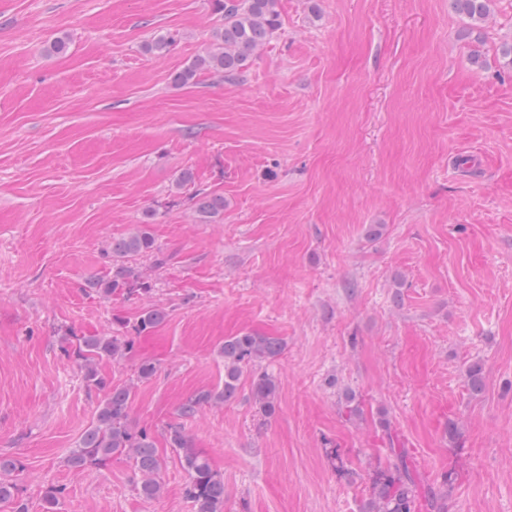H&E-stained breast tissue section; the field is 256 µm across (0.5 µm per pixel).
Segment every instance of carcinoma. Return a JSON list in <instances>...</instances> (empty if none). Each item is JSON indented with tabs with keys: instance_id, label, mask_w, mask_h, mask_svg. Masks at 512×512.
Segmentation results:
<instances>
[{
	"instance_id": "1",
	"label": "carcinoma",
	"mask_w": 512,
	"mask_h": 512,
	"mask_svg": "<svg viewBox=\"0 0 512 512\" xmlns=\"http://www.w3.org/2000/svg\"><path fill=\"white\" fill-rule=\"evenodd\" d=\"M279 0H213V6L224 16V23L214 31L209 48L193 63L173 76V82L187 85L200 72L212 71L227 79H241L251 54L266 43L282 26ZM493 0H451L456 14L478 28L490 14ZM174 43L170 34H161L145 44V52L160 54ZM194 216L199 224H214L224 219V196L198 190L192 196ZM110 272L92 284L103 298L115 293L147 294L149 282L135 274L125 264L128 257L152 255L155 239L149 225L140 224L124 237L112 240ZM166 318L158 308L144 309L131 330L142 335L151 332ZM132 348L125 336L95 335L77 338L75 353L83 362L84 377L89 385L105 391L103 404L95 419L82 435L78 448L72 451L69 466L83 470L99 466L114 457L132 459L139 474L137 488L145 499L160 495L162 468L152 437L136 430L129 422L132 390L126 386L110 387L101 378L96 364L102 360L117 361ZM284 344L280 338L245 332L224 339V387L219 392L202 391L186 400L179 409L180 416L192 418L206 404L229 402L236 398L244 372L255 362L273 360L281 355ZM249 388L255 404L265 415L276 410L278 384L266 372L251 376ZM389 448L384 463L374 470L372 497L365 512H444L447 490L424 484L416 469L410 450L398 445L388 423H382ZM170 447L184 452V467L189 474L185 494L194 504L195 512H224V480L213 470L208 458L192 449L191 438L182 427L170 428Z\"/></svg>"
}]
</instances>
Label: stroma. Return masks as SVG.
<instances>
[{
  "label": "stroma",
  "instance_id": "stroma-1",
  "mask_svg": "<svg viewBox=\"0 0 512 512\" xmlns=\"http://www.w3.org/2000/svg\"><path fill=\"white\" fill-rule=\"evenodd\" d=\"M279 9L243 79L178 86L224 22L211 0H0V457L28 512L51 487L60 512H194L176 425L223 478L224 512H364L386 423L447 484L445 512H512V0L470 34L450 0ZM158 33L175 44L146 53ZM186 170L223 194L222 223H195ZM144 222L150 293L100 297L113 239ZM150 306L166 321L98 364L163 461L148 500L131 459H67L103 397L72 338ZM244 331L285 343L258 366L275 413L244 385L182 418ZM249 388L255 404L265 415H272L278 401V384L268 373L253 374Z\"/></svg>",
  "mask_w": 512,
  "mask_h": 512
}]
</instances>
